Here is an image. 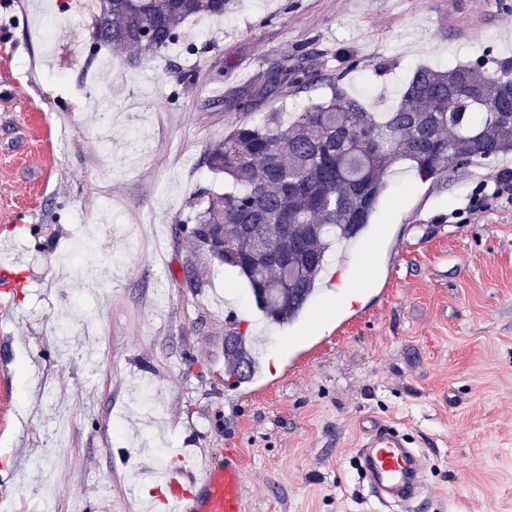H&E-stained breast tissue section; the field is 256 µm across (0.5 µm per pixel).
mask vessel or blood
<instances>
[{
  "instance_id": "1",
  "label": "vessel or blood",
  "mask_w": 512,
  "mask_h": 512,
  "mask_svg": "<svg viewBox=\"0 0 512 512\" xmlns=\"http://www.w3.org/2000/svg\"><path fill=\"white\" fill-rule=\"evenodd\" d=\"M373 499L384 507L408 504L425 488L427 458L397 427L369 420L357 450ZM167 512H242V465L236 449L212 464L190 453L174 454L164 469Z\"/></svg>"
}]
</instances>
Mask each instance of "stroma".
Wrapping results in <instances>:
<instances>
[{
    "label": "stroma",
    "mask_w": 512,
    "mask_h": 512,
    "mask_svg": "<svg viewBox=\"0 0 512 512\" xmlns=\"http://www.w3.org/2000/svg\"><path fill=\"white\" fill-rule=\"evenodd\" d=\"M78 2L0 0V512H79L103 493L140 512L158 420L203 459L238 449L243 512H384L355 461L368 417L428 458L424 502L396 512H512V195L470 207L512 153L438 181L398 166L281 327L184 229L199 188L228 186L204 157L236 124L289 122L330 77L390 111L418 67L512 56V0H231L136 67L87 49ZM285 61L322 83L250 99ZM105 229L111 279L91 280L98 253L57 276L78 234ZM343 275L362 279L357 300L317 326ZM236 335L263 339L242 382L224 373Z\"/></svg>",
    "instance_id": "35a3bbf8"
}]
</instances>
